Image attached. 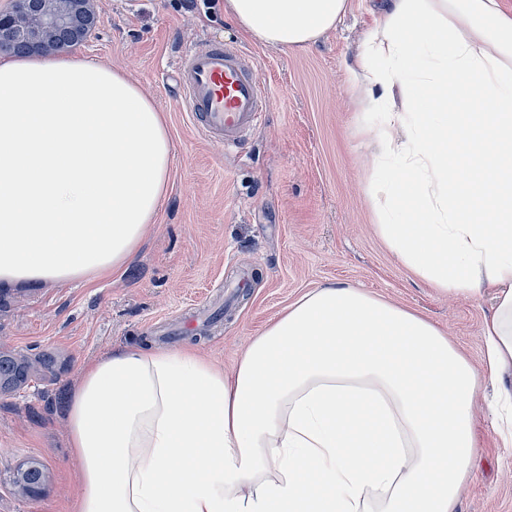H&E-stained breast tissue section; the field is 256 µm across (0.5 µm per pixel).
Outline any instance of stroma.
Wrapping results in <instances>:
<instances>
[{"label": "stroma", "mask_w": 512, "mask_h": 512, "mask_svg": "<svg viewBox=\"0 0 512 512\" xmlns=\"http://www.w3.org/2000/svg\"><path fill=\"white\" fill-rule=\"evenodd\" d=\"M368 0L315 45L293 50L248 39L224 0H95L97 34L78 54L130 74L165 113L173 163L155 224L126 268L93 286H24L0 294V353L52 357L19 389L0 394V512H67L79 467L67 445L69 396L85 361L113 349L162 346L186 314L204 326L182 336L231 368L305 291L336 283L389 298L446 333L481 364L490 294L437 293L383 242L368 201L371 159L352 111L344 65L373 17ZM245 48L271 92L261 126L227 151L191 123L170 78L185 47ZM249 287H237L241 275ZM478 458L456 512H512V446L479 417ZM48 468L42 495L14 488L20 462Z\"/></svg>", "instance_id": "stroma-1"}]
</instances>
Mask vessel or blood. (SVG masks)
<instances>
[{
    "mask_svg": "<svg viewBox=\"0 0 512 512\" xmlns=\"http://www.w3.org/2000/svg\"><path fill=\"white\" fill-rule=\"evenodd\" d=\"M173 81L186 112L212 142L232 149L266 115L265 84L247 52L199 43L180 59Z\"/></svg>",
    "mask_w": 512,
    "mask_h": 512,
    "instance_id": "vessel-or-blood-1",
    "label": "vessel or blood"
}]
</instances>
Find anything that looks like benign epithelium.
Segmentation results:
<instances>
[{
    "mask_svg": "<svg viewBox=\"0 0 512 512\" xmlns=\"http://www.w3.org/2000/svg\"><path fill=\"white\" fill-rule=\"evenodd\" d=\"M89 15V0H19L18 6L0 14V32H9L13 39L29 44L33 53L40 54L46 50L42 35L50 29H71L75 44L90 38L100 19L91 21ZM20 469L17 491L26 497L40 495L47 480L45 465L25 462Z\"/></svg>",
    "mask_w": 512,
    "mask_h": 512,
    "instance_id": "7a95c632",
    "label": "benign epithelium"
}]
</instances>
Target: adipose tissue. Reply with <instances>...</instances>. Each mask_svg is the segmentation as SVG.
<instances>
[{
    "instance_id": "obj_1",
    "label": "adipose tissue",
    "mask_w": 512,
    "mask_h": 512,
    "mask_svg": "<svg viewBox=\"0 0 512 512\" xmlns=\"http://www.w3.org/2000/svg\"><path fill=\"white\" fill-rule=\"evenodd\" d=\"M349 0H224L265 45L335 30ZM378 149L377 232L443 295L493 291L474 366L431 321L363 290L304 293L231 370L199 349L87 361L66 410L71 512H455L480 383L512 444V11L385 0L345 70ZM163 111L74 54L0 62V290L124 268L168 195Z\"/></svg>"
}]
</instances>
